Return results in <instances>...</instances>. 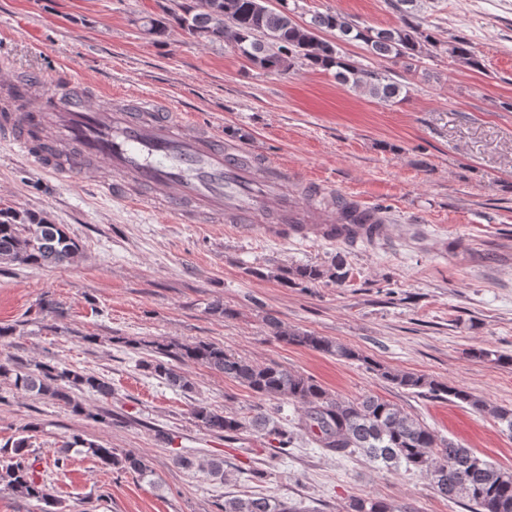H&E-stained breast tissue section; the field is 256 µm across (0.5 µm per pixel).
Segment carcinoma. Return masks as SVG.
I'll return each instance as SVG.
<instances>
[{
	"label": "carcinoma",
	"mask_w": 512,
	"mask_h": 512,
	"mask_svg": "<svg viewBox=\"0 0 512 512\" xmlns=\"http://www.w3.org/2000/svg\"><path fill=\"white\" fill-rule=\"evenodd\" d=\"M417 0H396L392 6L404 17V24L392 29L362 27L346 16L332 11L319 12L307 24L290 16V9L272 8L262 0H187L163 14L148 16L142 27L147 35L164 37L177 27L195 42L211 44L229 41L252 65L264 70L286 73L302 59L310 68L333 74L341 83L366 90L371 96L390 101L400 96L403 86L383 72L364 69L346 59L339 44L321 36L325 31L338 32L339 40L361 42L377 58L393 60L414 58L422 54L431 37L420 22H412L413 13L406 9ZM78 254V245L62 226L46 218L26 213L0 210V263L48 266L68 262ZM347 278L342 258L328 268L298 267L286 272V284L299 281L313 284L327 279L341 285ZM266 324L274 338L286 344L302 346L339 360H358L360 354L351 347L325 336L303 332L284 325L273 316ZM172 364L156 359L146 367L168 386L182 391L192 389L193 382L181 366L191 363L223 374L237 381L260 399L287 401L302 411L298 422L285 428L266 413L259 411L250 419L236 413H224L204 404L192 408V416L206 431L235 435L250 428L277 443L282 455L294 447L298 436L308 434L323 451L338 456L362 454L386 468L401 465L420 470L430 477L433 488L444 498L462 495L476 512H512V471L478 456L451 440L438 437L430 428L410 418L390 402L377 396L357 399L331 396L310 376L277 364H256L239 358L214 343L157 344ZM389 382L409 389H426L436 397L449 396L477 410L491 414L502 430L512 434V408L494 406L484 399L443 382L414 372L381 369ZM0 377L13 378L16 390L38 398H47L71 408L76 415L97 420L99 415L86 411L74 400L73 390L107 397L111 385L92 374L68 369L60 364H29L0 360ZM80 448L106 467H117L145 480L152 476L147 460L135 453L119 454L96 440L79 434L57 449L54 466H66L70 451ZM26 440L21 438L0 448V484L24 499L43 504V512H64L62 502L38 479L32 465L25 461ZM224 512H299L287 503L265 496L229 498ZM347 512H392L382 500L354 498Z\"/></svg>",
	"instance_id": "1"
}]
</instances>
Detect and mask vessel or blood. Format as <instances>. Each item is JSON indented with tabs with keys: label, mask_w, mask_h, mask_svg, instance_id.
I'll return each instance as SVG.
<instances>
[{
	"label": "vessel or blood",
	"mask_w": 512,
	"mask_h": 512,
	"mask_svg": "<svg viewBox=\"0 0 512 512\" xmlns=\"http://www.w3.org/2000/svg\"><path fill=\"white\" fill-rule=\"evenodd\" d=\"M70 75L31 95L24 83L0 85V139L11 141L43 174L92 181L113 199L149 207L160 204L180 224L216 218L266 238L315 236L354 245L379 238L385 211L340 197L333 222L311 226L322 186L308 184L307 204L286 186L295 172L254 160L241 144L188 126L153 96L142 94L112 111L96 106L97 88L74 94Z\"/></svg>",
	"instance_id": "1"
}]
</instances>
